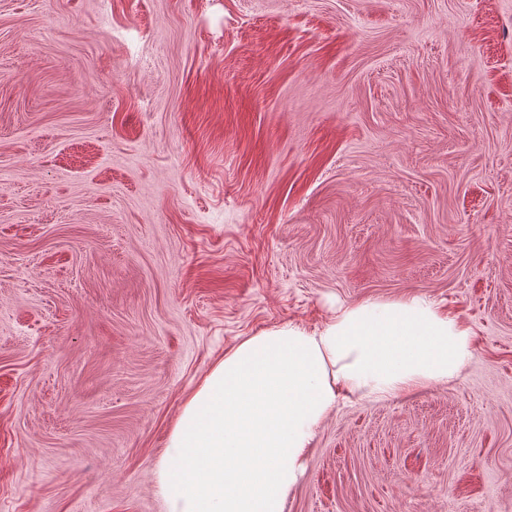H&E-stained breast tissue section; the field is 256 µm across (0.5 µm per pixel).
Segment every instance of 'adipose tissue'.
Returning <instances> with one entry per match:
<instances>
[{
  "mask_svg": "<svg viewBox=\"0 0 512 512\" xmlns=\"http://www.w3.org/2000/svg\"><path fill=\"white\" fill-rule=\"evenodd\" d=\"M470 329L412 296L333 311L238 341L168 429L155 473L166 512H285L317 432L355 398L387 399L458 379Z\"/></svg>",
  "mask_w": 512,
  "mask_h": 512,
  "instance_id": "ef3b65f1",
  "label": "adipose tissue"
}]
</instances>
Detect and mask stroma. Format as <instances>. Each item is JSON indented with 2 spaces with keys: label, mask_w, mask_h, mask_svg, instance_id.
Returning <instances> with one entry per match:
<instances>
[{
  "label": "stroma",
  "mask_w": 512,
  "mask_h": 512,
  "mask_svg": "<svg viewBox=\"0 0 512 512\" xmlns=\"http://www.w3.org/2000/svg\"><path fill=\"white\" fill-rule=\"evenodd\" d=\"M411 295L471 364L285 512H512V0H0V512H165L216 358Z\"/></svg>",
  "instance_id": "stroma-1"
}]
</instances>
